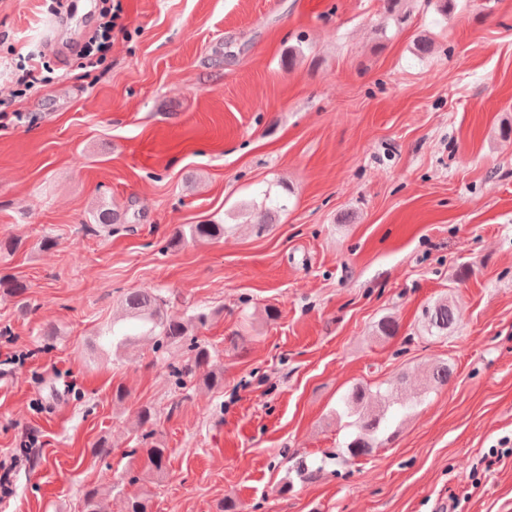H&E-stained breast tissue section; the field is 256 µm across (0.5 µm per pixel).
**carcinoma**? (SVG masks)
<instances>
[{"label": "carcinoma", "mask_w": 512, "mask_h": 512, "mask_svg": "<svg viewBox=\"0 0 512 512\" xmlns=\"http://www.w3.org/2000/svg\"><path fill=\"white\" fill-rule=\"evenodd\" d=\"M224 235L222 224H190L188 230L176 231L175 240L190 237L194 242L216 240ZM27 285L8 276H0V290L16 297L23 298ZM123 318L106 328L104 336L109 338L112 348L122 347L139 339L150 340L155 348L175 345L188 339L190 333L205 325L210 314L198 311L193 315L176 320L167 316L163 309V301L151 291H135L126 294L122 300ZM456 324V311L448 298L437 299L424 312V327L430 336H446ZM211 367L207 383L213 388L224 385V370L214 367V354L207 345L193 343L192 355L184 365L172 372L175 384L185 385V379L196 377L197 372ZM452 375L446 363L436 364L425 376V386L444 387ZM402 382L390 385L385 390L372 391L363 385L355 386L344 401L346 414L355 417L354 436L346 443L344 454L351 458L370 455L381 444L380 434L388 413L406 407L401 396ZM149 468L161 474L168 462V449L160 444H153L146 449ZM82 512H103L101 493L97 488H90L83 493Z\"/></svg>", "instance_id": "cac0c4a2"}]
</instances>
